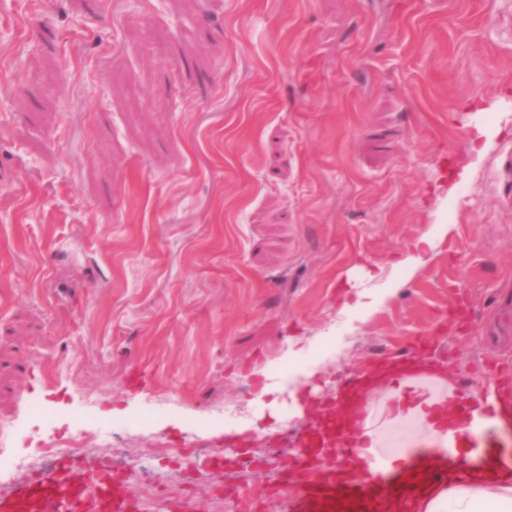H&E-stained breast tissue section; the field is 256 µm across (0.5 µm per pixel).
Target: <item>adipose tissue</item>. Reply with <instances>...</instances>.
<instances>
[{"instance_id": "adipose-tissue-1", "label": "adipose tissue", "mask_w": 512, "mask_h": 512, "mask_svg": "<svg viewBox=\"0 0 512 512\" xmlns=\"http://www.w3.org/2000/svg\"><path fill=\"white\" fill-rule=\"evenodd\" d=\"M460 393L446 370L407 375L381 391L379 411L368 418L358 450L362 468L370 473L407 476L425 468L433 451L453 447L459 461L469 458L471 442ZM488 478L468 476L436 488L421 500L418 512H512V470L502 464L499 448L487 451Z\"/></svg>"}]
</instances>
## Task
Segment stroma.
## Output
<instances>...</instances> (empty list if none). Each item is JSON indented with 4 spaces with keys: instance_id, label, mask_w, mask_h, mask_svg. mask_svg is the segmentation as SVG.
Returning a JSON list of instances; mask_svg holds the SVG:
<instances>
[{
    "instance_id": "35a3bbf8",
    "label": "stroma",
    "mask_w": 512,
    "mask_h": 512,
    "mask_svg": "<svg viewBox=\"0 0 512 512\" xmlns=\"http://www.w3.org/2000/svg\"><path fill=\"white\" fill-rule=\"evenodd\" d=\"M479 126L493 149L453 177ZM510 151L512 0H0V421H132L118 460L159 490L126 491L168 512L302 481L276 443L213 451L233 407L299 426L256 399L288 351L323 397L427 336L487 391L512 362Z\"/></svg>"
}]
</instances>
